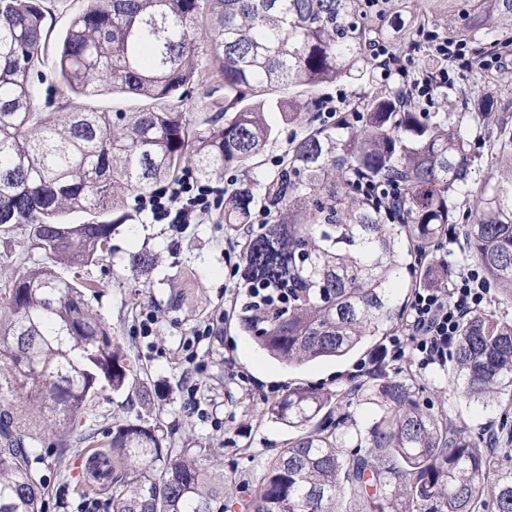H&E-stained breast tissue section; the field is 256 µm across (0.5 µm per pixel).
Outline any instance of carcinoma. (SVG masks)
Wrapping results in <instances>:
<instances>
[{
    "label": "carcinoma",
    "mask_w": 512,
    "mask_h": 512,
    "mask_svg": "<svg viewBox=\"0 0 512 512\" xmlns=\"http://www.w3.org/2000/svg\"><path fill=\"white\" fill-rule=\"evenodd\" d=\"M47 0H0V231L26 228L49 265L23 272L0 298V378L24 391L0 411V512H43L42 453L25 440L54 438L66 464L89 441V408L129 384L133 364L90 308L87 281L54 264L90 265L136 195L191 169L200 179L246 167L302 121L311 94L347 80L368 83L369 50L395 28L419 50L421 69L445 66L431 47L512 46V0H85L48 53ZM205 24L214 51L194 62ZM53 57L59 83L77 96L107 89L145 101L131 112L37 103L41 66ZM477 79L509 88L504 74ZM224 88L178 102L203 77ZM292 92L283 95L284 88ZM400 88L359 92L353 122L310 127L264 182L224 194V223L266 222L240 241L238 330L270 358L303 364L344 356L403 319L400 274L463 217L468 249L485 277L512 298V126L494 123L498 97L482 92L468 111L491 129L489 176L470 185L475 157L463 120L443 101L399 106ZM219 111L224 122L210 116ZM406 188L399 221L355 182ZM84 213L82 224L68 217ZM462 394L512 407V320L473 313L453 356ZM402 368L377 367L351 393L373 413L366 431L333 418L337 394L297 387L266 408L299 431L265 467L240 512H512V450L492 455L446 413L420 404ZM355 442L353 454L348 444ZM112 482V512H225L224 475L206 449L171 447L158 425L112 424L105 452L89 459Z\"/></svg>",
    "instance_id": "cac0c4a2"
}]
</instances>
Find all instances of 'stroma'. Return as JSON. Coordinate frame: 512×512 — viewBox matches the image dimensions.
I'll return each instance as SVG.
<instances>
[{
  "mask_svg": "<svg viewBox=\"0 0 512 512\" xmlns=\"http://www.w3.org/2000/svg\"><path fill=\"white\" fill-rule=\"evenodd\" d=\"M45 85L51 86L53 100L62 106L79 102L89 109L123 111L137 107L135 99L103 93L75 98L56 84L50 65L42 67ZM305 131L304 125H280L278 138L254 169L244 173H222L223 181L246 180L270 174L274 160L288 150ZM237 231L221 218H203L178 233L171 225L154 222L144 213H133L117 225L107 249L78 275L97 284L89 302L95 313L131 359L136 374L131 385H145L155 393L151 408L128 401L126 394L103 392L93 405L95 423L111 434L113 420L140 418L169 427L174 447L191 442L209 449L211 460L224 473L228 496L242 488H255L266 462L295 435L294 429L267 417L268 403L283 397L289 387L317 385L348 394L360 370H371L374 353L389 345L388 336L374 337L367 349L346 358L286 366L266 355L237 328L233 313L240 277V258L229 253ZM143 251L153 257L149 273H133L128 265L131 253ZM42 251L31 248L27 236L0 238V289L27 268L46 265ZM191 285L184 302L173 294L183 277ZM153 314L156 329L143 335L141 321ZM220 319L218 335H204L213 319ZM199 338L196 359H189L185 342ZM405 361L412 363L414 391L421 403L433 411H446L465 426L481 449H488L489 435L503 421L499 404L468 400L459 394L453 364L420 368L413 350ZM192 371L197 394H189L183 383L184 371ZM39 466L48 486L45 512H82L84 503L94 502L98 512H112L111 490L80 491L81 476L75 461L65 468L53 462L50 448H43Z\"/></svg>",
  "mask_w": 512,
  "mask_h": 512,
  "instance_id": "stroma-1",
  "label": "stroma"
}]
</instances>
